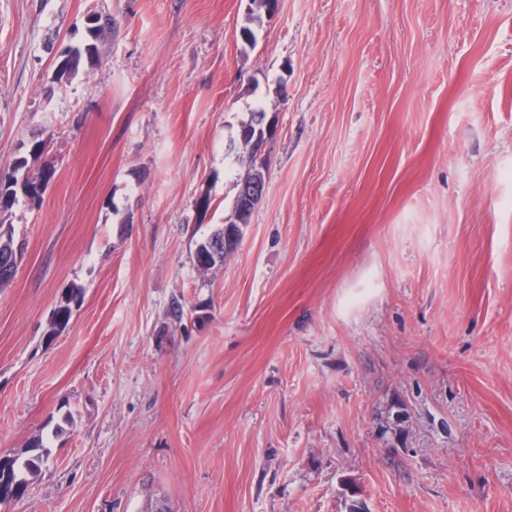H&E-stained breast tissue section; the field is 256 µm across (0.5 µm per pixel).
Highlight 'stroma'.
<instances>
[{"label": "stroma", "instance_id": "1", "mask_svg": "<svg viewBox=\"0 0 512 512\" xmlns=\"http://www.w3.org/2000/svg\"><path fill=\"white\" fill-rule=\"evenodd\" d=\"M38 134L0 450L49 456L0 512H512V0H0L1 174ZM73 50H68L59 63V80L65 78L66 81L72 79L81 69L84 60H91L92 56L97 53V48L92 47L84 48L82 45L75 47L74 55H70ZM262 109H255L252 112L249 113L248 120L246 122H242L239 125V140L240 144L245 147L247 152L251 154L249 156L250 158V166L248 170L244 173L238 176L236 181V187H237V193L234 201L233 206V216L229 221H225L224 225L217 228L216 230H213L210 234L203 237L200 242L197 244L198 252H201L203 250L207 251L208 247L210 245V242L213 239H217L218 237H224V235L227 233H234L240 235L241 233V225L238 224L237 219H239L240 215V209L241 204L246 207L248 211H251L254 207L258 205V203L263 199L265 192H266V181L262 182L260 180H251L255 177H258L262 180H264V165L257 166V161L254 158L251 144L248 141H242L240 139L241 129L245 128L257 130V128L260 126L262 121ZM274 127L275 123L273 120V117L270 116L267 118L266 112H264V121L262 124V127L257 130L256 133V143H257V157H262L265 155L267 143L272 138L274 133ZM264 129V137L262 139L261 135V129ZM250 180V181H247ZM245 181V182H243ZM243 182V183H242ZM242 183V185H241ZM241 185V189H240ZM239 189H240V195H239ZM240 196H241V204H240ZM238 242V239L234 241L233 245H229L227 240L224 239H217L216 241H212V253L216 254L219 252H225L226 249L234 247ZM80 288H73L70 292L60 301L52 313V331H58L64 328L71 317V304L75 303L79 297Z\"/></svg>", "mask_w": 512, "mask_h": 512}]
</instances>
